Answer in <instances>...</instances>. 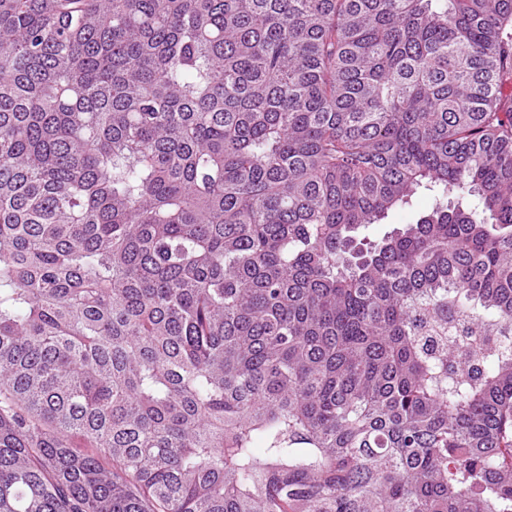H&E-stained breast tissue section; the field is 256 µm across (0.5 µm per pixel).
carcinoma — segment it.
Here are the masks:
<instances>
[{
  "label": "carcinoma",
  "mask_w": 512,
  "mask_h": 512,
  "mask_svg": "<svg viewBox=\"0 0 512 512\" xmlns=\"http://www.w3.org/2000/svg\"><path fill=\"white\" fill-rule=\"evenodd\" d=\"M0 512H512V0H0ZM431 203L432 197L430 193L422 189L412 197L409 204L390 213L385 221L386 224L373 225L366 231V235L371 240H378L399 224L415 223L421 214L430 209Z\"/></svg>",
  "instance_id": "1"
}]
</instances>
